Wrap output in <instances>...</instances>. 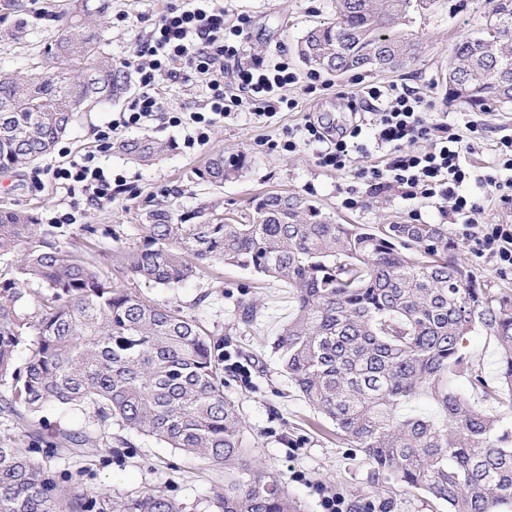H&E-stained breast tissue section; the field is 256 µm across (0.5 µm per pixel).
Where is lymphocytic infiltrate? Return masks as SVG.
Masks as SVG:
<instances>
[{
	"label": "lymphocytic infiltrate",
	"instance_id": "1",
	"mask_svg": "<svg viewBox=\"0 0 512 512\" xmlns=\"http://www.w3.org/2000/svg\"><path fill=\"white\" fill-rule=\"evenodd\" d=\"M247 23L244 17L225 23L224 0H192L191 8L166 12L136 52L137 94L126 111L99 128L96 152L111 148L112 135L119 128L146 126L163 112L155 88L160 72L173 82L195 73L210 90L202 110L166 114L170 125L186 129L183 145L193 150L208 144L211 127L231 116L240 95L261 104L270 118L280 108H294V99L284 93L288 85L301 83L307 94L321 86V76L315 72L298 79L284 54L273 62L256 58L240 65L239 43ZM231 60L238 64L234 78L240 93L236 96L225 93L219 78L225 62ZM355 102L371 116V136H364V128L355 124L333 137L308 122L301 127L300 138L283 141L282 150L295 151L301 140L318 144L317 165L336 172L345 171L356 155L369 148L389 151L392 160L385 168L359 171L372 190L381 193L396 188L410 199L449 203L474 255H491L501 272L512 273V224H484L478 220L484 211L479 195L483 189L496 196L501 208L512 210V136L501 137L496 143V164L479 169L468 159V139L481 134L479 123L470 121L460 126L449 122L447 112L437 111L431 99L403 85L394 84L385 90L373 85L360 87ZM423 140L429 142V149H419ZM95 154L55 167L53 179L87 200H111L114 188L123 187L125 178L99 166Z\"/></svg>",
	"mask_w": 512,
	"mask_h": 512
}]
</instances>
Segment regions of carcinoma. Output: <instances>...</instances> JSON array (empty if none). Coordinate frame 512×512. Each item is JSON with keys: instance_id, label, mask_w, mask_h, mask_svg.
Listing matches in <instances>:
<instances>
[{"instance_id": "1", "label": "carcinoma", "mask_w": 512, "mask_h": 512, "mask_svg": "<svg viewBox=\"0 0 512 512\" xmlns=\"http://www.w3.org/2000/svg\"><path fill=\"white\" fill-rule=\"evenodd\" d=\"M420 0H336V18L305 31L298 55L329 73L396 70L416 58L406 29ZM481 35L457 42L448 97L474 112L512 102V0H489ZM128 73L101 35L75 22L47 43L33 72L0 71V171L50 153L87 99L124 96ZM117 149L148 165L172 145L150 137ZM243 155H212L202 179L237 177ZM143 243L119 273L155 286L186 283L219 263L288 284L295 310L274 343L281 371L375 471L448 512H512V302L452 257L438 224H337L308 199L254 197L239 219L201 207L145 214ZM33 214L0 210V255L28 248L0 277V414L31 426L0 436V512H183L159 490L127 497L83 489L44 449L78 436L41 413L91 408L106 423L224 467L216 512H298L279 475L248 451L238 407L224 395V339L175 304L116 285L98 264L57 246ZM497 341L503 388L477 374L469 336ZM501 408L487 415L452 379ZM427 397L436 412L399 413Z\"/></svg>"}]
</instances>
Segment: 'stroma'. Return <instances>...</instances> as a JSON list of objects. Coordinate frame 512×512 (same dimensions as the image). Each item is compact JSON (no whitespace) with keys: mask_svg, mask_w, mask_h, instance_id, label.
I'll use <instances>...</instances> for the list:
<instances>
[{"mask_svg":"<svg viewBox=\"0 0 512 512\" xmlns=\"http://www.w3.org/2000/svg\"><path fill=\"white\" fill-rule=\"evenodd\" d=\"M72 5V0H0V68L29 71L39 49L62 29ZM182 6V0H111L106 17L96 22L104 50L117 62L131 58L160 17L168 9ZM489 8L488 0H423L411 23L423 49L405 68L327 73L324 87L311 94L289 86L287 95L297 101V108L281 109L270 118L256 117L254 104L244 103L237 117L212 127L208 144L197 152L183 150L185 133L181 128L160 121L144 129L117 130L113 136L117 142L151 136L172 143L171 152L149 165L114 150L95 151L98 127L117 118L126 107L125 101L77 113L61 141V150L19 172H0V208L30 212L40 226H47L52 210L68 211L72 195L66 186L50 178L45 179L43 190L33 189L32 177L65 163L67 154L79 156L92 151L98 165L124 175L127 184L110 203L84 205L80 223L57 234L55 241L64 249L95 255L103 272L115 271L125 253L141 246L144 214L157 203L173 204L181 213L206 205L236 217L247 211L256 195L288 192L311 199L340 224H407L411 213H418L420 223L443 225L449 237L456 239V262L473 270L499 295L512 299V274L501 273L495 258H475L467 242L458 238L453 218L440 202L410 200L396 189L378 194L359 178V169L384 167L391 160L389 153L371 152L356 166L336 174L317 166L315 146L303 144L290 153L266 146L267 141L284 140L289 130L308 120L319 119L333 126L353 118L369 121L366 112L350 113L344 92L358 82L382 87L398 83L430 96L457 122L478 121L483 136L470 161L476 166L488 165L496 141L512 135V102L495 104L485 112H467L449 100L446 76L454 43L480 32ZM224 10L226 23H234L241 16L249 19L244 57L273 60L287 54L302 79L308 68L297 53V43L310 26L335 18L336 0H224ZM19 24L24 31L19 38H12ZM157 89L165 109L185 112L197 110L208 93L204 83L194 77L174 84L162 75ZM218 152L246 155L247 167L240 176L217 187L199 179L198 172ZM349 190L360 200L359 208L343 207ZM86 225L95 227V235L83 234ZM119 284L152 302L178 304L185 315L223 337L225 351L239 362H251L250 381L227 373L224 394L243 416L251 455L263 468L282 477L301 512H322L320 493L324 490L340 493L352 505L373 495L377 500L391 501L390 512H448L446 505L431 502L425 495L395 491L393 479L375 472L363 452L338 438L333 425L281 373L272 344L294 308L285 283L218 264L203 276L170 288L128 278L120 279ZM244 302L254 306L253 324L241 319L239 306ZM56 418L88 437L96 450L94 457L80 458L59 448L50 458L53 466L78 473L84 487L105 490L116 497L156 489L183 503L185 512H214L213 500L224 490L223 467L124 429L117 422L101 424L88 409L62 410Z\"/></svg>","mask_w":512,"mask_h":512,"instance_id":"stroma-1","label":"stroma"}]
</instances>
